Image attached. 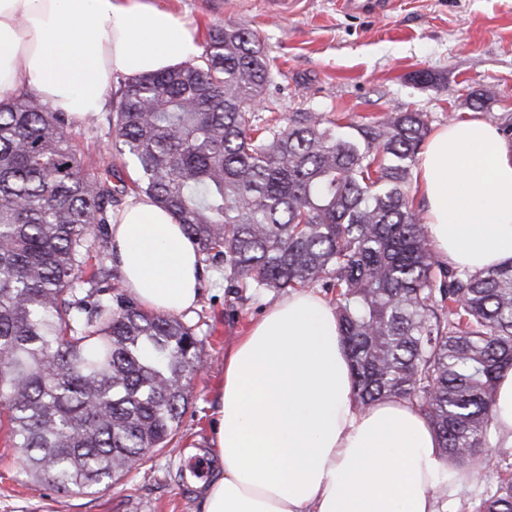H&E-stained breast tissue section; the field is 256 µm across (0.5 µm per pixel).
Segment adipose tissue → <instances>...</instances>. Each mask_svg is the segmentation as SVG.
Wrapping results in <instances>:
<instances>
[{
    "label": "adipose tissue",
    "instance_id": "adipose-tissue-1",
    "mask_svg": "<svg viewBox=\"0 0 512 512\" xmlns=\"http://www.w3.org/2000/svg\"><path fill=\"white\" fill-rule=\"evenodd\" d=\"M196 27L156 0H0V95L30 92L81 120L104 108L116 74L197 58ZM431 244L450 265L485 271L512 259V147L461 119L434 132L417 170ZM112 259L145 308L194 307L200 255L152 199L112 224ZM224 474L202 512H437L454 482L425 416L405 401L359 408L334 307L289 292L224 355L212 422ZM512 445V370L497 381L491 443Z\"/></svg>",
    "mask_w": 512,
    "mask_h": 512
}]
</instances>
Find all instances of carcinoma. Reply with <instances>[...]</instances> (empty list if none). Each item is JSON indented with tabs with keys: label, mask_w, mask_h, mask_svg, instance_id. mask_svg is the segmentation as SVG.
<instances>
[{
	"label": "carcinoma",
	"mask_w": 512,
	"mask_h": 512,
	"mask_svg": "<svg viewBox=\"0 0 512 512\" xmlns=\"http://www.w3.org/2000/svg\"><path fill=\"white\" fill-rule=\"evenodd\" d=\"M271 74L259 38L229 22L200 62L128 79L109 121L136 160L129 182L110 161L83 169L67 113L0 97V429L31 482L94 493L179 444L201 340L106 266L113 203L139 193L228 287L332 294L358 406L407 401L451 465L500 466L488 429L512 369V261L474 274L431 251L409 196L421 113L284 125L254 112ZM477 512H512V481Z\"/></svg>",
	"instance_id": "obj_1"
}]
</instances>
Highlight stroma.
I'll use <instances>...</instances> for the list:
<instances>
[{
  "label": "stroma",
  "mask_w": 512,
  "mask_h": 512,
  "mask_svg": "<svg viewBox=\"0 0 512 512\" xmlns=\"http://www.w3.org/2000/svg\"><path fill=\"white\" fill-rule=\"evenodd\" d=\"M207 35L212 24L232 22L259 36L274 75L260 116L296 112L353 118L386 112H421L430 130L464 118L494 123L512 113V0H393L379 15L349 13L339 0H158ZM434 76L421 83L419 72ZM494 98L476 108L472 91ZM73 142L87 172L114 142L106 115L72 126ZM277 291L249 298L233 294L222 274L203 269L199 300L183 312L201 340L203 369L189 384L176 451L151 452L147 462L116 476L96 494H63L47 484L30 485L19 452L0 430V512H201L199 487L181 470L196 454L211 453V421L224 379V354ZM503 464L472 473L453 495L435 490L441 512H475L482 493L512 479V447L499 449Z\"/></svg>",
  "instance_id": "obj_1"
}]
</instances>
